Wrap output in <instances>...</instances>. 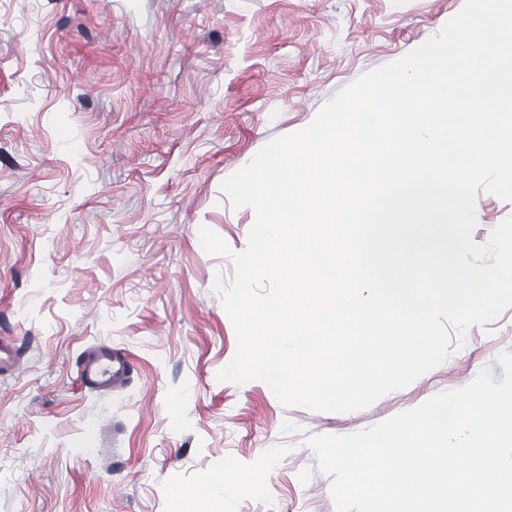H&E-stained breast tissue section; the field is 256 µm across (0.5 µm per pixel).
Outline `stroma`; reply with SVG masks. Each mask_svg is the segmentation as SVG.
I'll list each match as a JSON object with an SVG mask.
<instances>
[{
	"label": "stroma",
	"instance_id": "obj_1",
	"mask_svg": "<svg viewBox=\"0 0 512 512\" xmlns=\"http://www.w3.org/2000/svg\"><path fill=\"white\" fill-rule=\"evenodd\" d=\"M464 0H0V512H173L225 472L224 512H335L308 436L344 435L471 382L512 352V308L407 388L354 413L221 382L236 350L216 278L252 208L222 182L307 126ZM476 243L512 202L476 198ZM130 363L88 393L86 345ZM250 473L246 483L240 472Z\"/></svg>",
	"mask_w": 512,
	"mask_h": 512
}]
</instances>
